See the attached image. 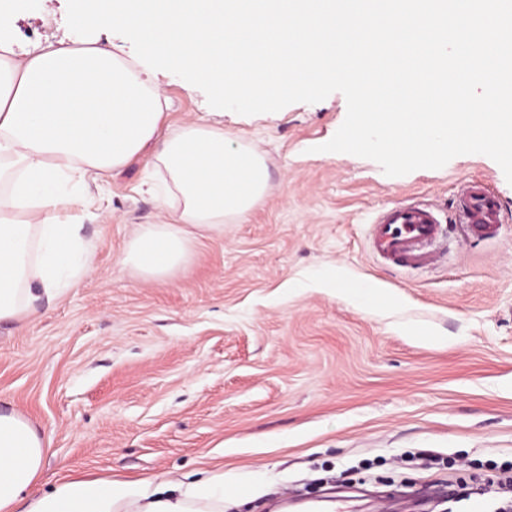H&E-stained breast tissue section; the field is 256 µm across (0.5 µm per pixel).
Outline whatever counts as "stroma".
<instances>
[{"mask_svg": "<svg viewBox=\"0 0 512 512\" xmlns=\"http://www.w3.org/2000/svg\"><path fill=\"white\" fill-rule=\"evenodd\" d=\"M68 0H8L17 57L78 42ZM165 129L202 118L256 151L267 189L242 224L203 240L175 281L115 263L136 226L162 219L148 157L79 187L94 271L23 325L0 324V407L46 448L33 494L64 480L154 489L224 477V512H305L326 493L355 512H408L428 486L462 485L512 506V185L482 154L390 177L321 151L343 123L339 92L243 116L165 70ZM497 197L496 236L451 223L463 187ZM404 203L449 225L432 264L385 259L372 230ZM384 300L361 306L356 285Z\"/></svg>", "mask_w": 512, "mask_h": 512, "instance_id": "obj_1", "label": "stroma"}]
</instances>
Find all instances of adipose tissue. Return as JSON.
<instances>
[{
	"mask_svg": "<svg viewBox=\"0 0 512 512\" xmlns=\"http://www.w3.org/2000/svg\"><path fill=\"white\" fill-rule=\"evenodd\" d=\"M168 106L153 74L101 46L49 44L17 58L0 35V323L25 324L39 301L62 298L93 269L67 183L97 179L144 150L163 176L165 221L141 225L117 262L140 279H170L200 238H223L268 182L263 157L231 148L218 125L160 126ZM35 426L0 409V512H115L131 489L112 480H70L29 496L43 466ZM214 478L192 483L191 497L148 502L137 512H223ZM212 499L199 508V499Z\"/></svg>",
	"mask_w": 512,
	"mask_h": 512,
	"instance_id": "ef3b65f1",
	"label": "adipose tissue"
}]
</instances>
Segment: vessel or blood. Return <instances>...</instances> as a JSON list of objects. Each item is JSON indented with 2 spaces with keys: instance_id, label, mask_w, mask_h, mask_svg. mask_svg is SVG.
Returning a JSON list of instances; mask_svg holds the SVG:
<instances>
[{
  "instance_id": "1",
  "label": "vessel or blood",
  "mask_w": 512,
  "mask_h": 512,
  "mask_svg": "<svg viewBox=\"0 0 512 512\" xmlns=\"http://www.w3.org/2000/svg\"><path fill=\"white\" fill-rule=\"evenodd\" d=\"M455 221L466 225L470 235L493 236L501 223L499 203L485 186L468 184L461 194ZM440 230V222L428 207L401 205L379 217L373 244L387 259L422 266L430 261V246Z\"/></svg>"
}]
</instances>
